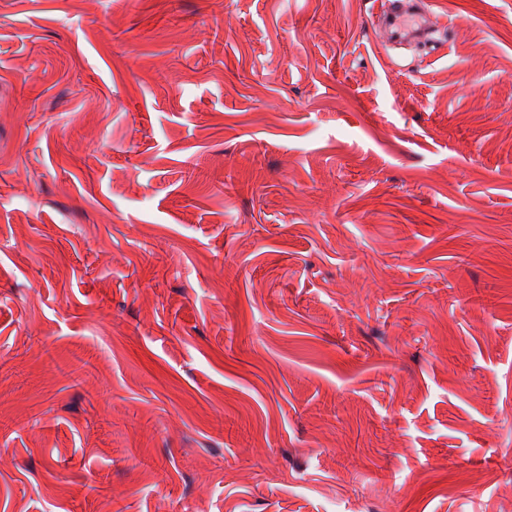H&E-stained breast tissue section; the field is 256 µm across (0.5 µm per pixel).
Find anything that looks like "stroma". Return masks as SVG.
Masks as SVG:
<instances>
[{"label": "stroma", "mask_w": 512, "mask_h": 512, "mask_svg": "<svg viewBox=\"0 0 512 512\" xmlns=\"http://www.w3.org/2000/svg\"><path fill=\"white\" fill-rule=\"evenodd\" d=\"M0 0V512H512V0ZM425 3L423 0H397L386 14L378 16V24L385 26L394 43H401L412 35L416 22L424 21L429 25H436L434 16L425 8ZM406 19H411L412 22L407 24Z\"/></svg>", "instance_id": "1"}]
</instances>
